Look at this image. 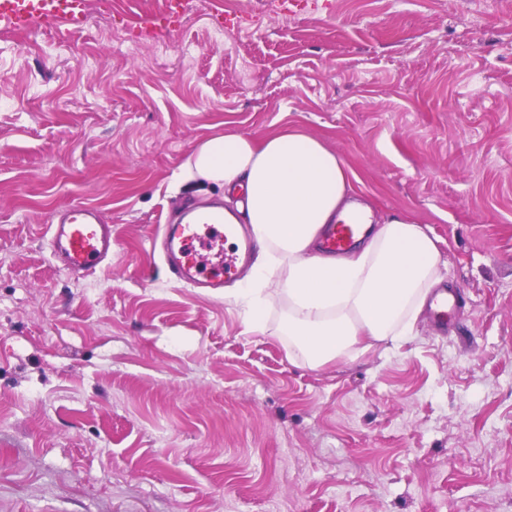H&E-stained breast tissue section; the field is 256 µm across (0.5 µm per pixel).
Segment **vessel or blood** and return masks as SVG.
I'll use <instances>...</instances> for the list:
<instances>
[{
  "instance_id": "b4317fda",
  "label": "vessel or blood",
  "mask_w": 512,
  "mask_h": 512,
  "mask_svg": "<svg viewBox=\"0 0 512 512\" xmlns=\"http://www.w3.org/2000/svg\"><path fill=\"white\" fill-rule=\"evenodd\" d=\"M87 19L85 0H0V27L35 28L47 21L77 30ZM49 248L58 266L71 272L96 270L112 254V227L95 208L72 204L52 217ZM358 220L325 225L320 247L330 253L351 249L358 242ZM168 271L175 279L216 293L249 263L253 242L242 225L225 217L222 204L188 206L179 224L163 227ZM460 291L434 294L430 312L438 325L448 322V310L460 304Z\"/></svg>"
}]
</instances>
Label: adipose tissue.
<instances>
[{"label": "adipose tissue", "instance_id": "ef3b65f1", "mask_svg": "<svg viewBox=\"0 0 512 512\" xmlns=\"http://www.w3.org/2000/svg\"><path fill=\"white\" fill-rule=\"evenodd\" d=\"M353 178L343 159L297 129L261 138L214 134L194 144L178 177L243 194L238 208L257 256L247 279L224 297L241 307L250 332L264 330L274 297L286 298L291 342L312 367L413 335L415 314L442 277L429 228L407 218L378 224L346 255L316 253L322 227L355 210Z\"/></svg>", "mask_w": 512, "mask_h": 512}]
</instances>
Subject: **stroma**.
Wrapping results in <instances>:
<instances>
[{"label":"stroma","instance_id":"35a3bbf8","mask_svg":"<svg viewBox=\"0 0 512 512\" xmlns=\"http://www.w3.org/2000/svg\"><path fill=\"white\" fill-rule=\"evenodd\" d=\"M0 28V512H512V0H86ZM296 128L375 216L429 225L437 334L309 367L154 239L197 140ZM84 203L106 270L49 260ZM462 297L460 290L451 291V295H448V291H440L434 294L430 300V312L434 321L444 326L448 322V307L453 308L461 303Z\"/></svg>","mask_w":512,"mask_h":512}]
</instances>
